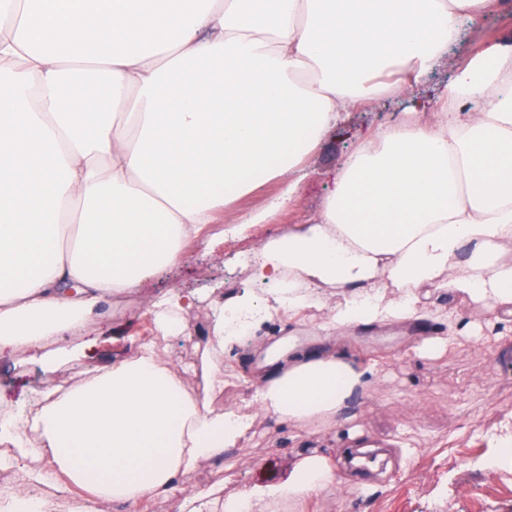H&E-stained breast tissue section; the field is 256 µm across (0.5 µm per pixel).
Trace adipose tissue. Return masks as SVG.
<instances>
[{
	"mask_svg": "<svg viewBox=\"0 0 512 512\" xmlns=\"http://www.w3.org/2000/svg\"><path fill=\"white\" fill-rule=\"evenodd\" d=\"M492 0H0V353L44 350L91 330L104 295L139 288L180 258L230 194L257 180L282 189L250 224L293 202L305 158L343 113L375 96L410 95L439 65L463 17ZM433 123L379 131L344 165L314 223L282 226L259 249L264 293L226 301L216 318L207 394L189 391L149 347L83 384L49 391L19 422L40 437L12 465L42 484L30 460L88 490L71 512L154 499L205 459L243 445L251 424L211 409L225 351L257 341L261 317L312 306L320 284L350 291L326 327L343 334L387 320L419 321L417 288H449L472 318L512 304V49L458 66L429 106ZM396 288L385 300L373 283ZM258 411L308 424L347 408L375 375L342 344L289 337L267 350ZM336 484L319 455L288 481L238 498L279 512Z\"/></svg>",
	"mask_w": 512,
	"mask_h": 512,
	"instance_id": "ef3b65f1",
	"label": "adipose tissue"
}]
</instances>
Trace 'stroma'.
Listing matches in <instances>:
<instances>
[{"label": "stroma", "instance_id": "obj_1", "mask_svg": "<svg viewBox=\"0 0 512 512\" xmlns=\"http://www.w3.org/2000/svg\"><path fill=\"white\" fill-rule=\"evenodd\" d=\"M493 44L512 46V0H499L495 9L465 21L447 60L419 78L416 94L435 99L455 66ZM408 106L405 99L380 98L349 112L309 156L298 199L275 221L232 232L241 216L263 208L278 192L274 180L217 211L207 227L208 243L190 242L172 268L136 292L106 297L96 329L80 339L78 359L49 373L37 353L1 354L0 403L33 406L49 389L81 384L115 359L133 356L150 338L170 353L183 384L199 389L215 301L253 285L240 269V255L275 236L281 225L307 223L334 192V177L356 146L403 120ZM177 293L196 301L182 315L180 334L166 340L148 309ZM417 295L428 318L360 326L345 335L358 358L378 361L379 367L365 393L339 417L310 433L258 416L235 458L203 461L181 475L179 485L193 495L208 489L238 494L286 482L300 459L317 454L335 466L339 483L300 512H434L437 500L443 512H512V312L488 307L477 327L430 358L419 352L423 341L447 337L449 324L469 320L471 304L447 288L423 286ZM323 317L311 308L265 321L262 343L224 355V389L213 398V408L241 407L257 391L265 344L286 336L323 344L314 331Z\"/></svg>", "mask_w": 512, "mask_h": 512}]
</instances>
